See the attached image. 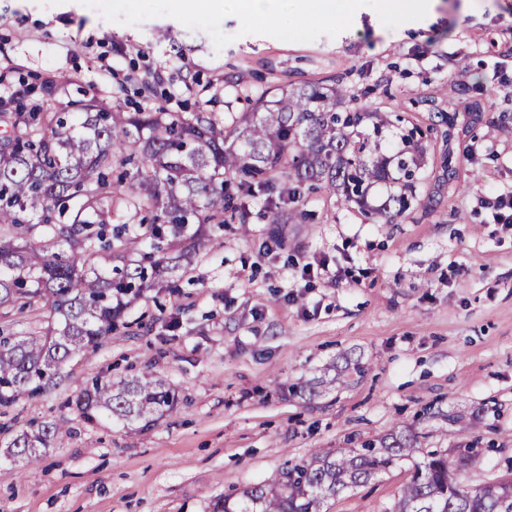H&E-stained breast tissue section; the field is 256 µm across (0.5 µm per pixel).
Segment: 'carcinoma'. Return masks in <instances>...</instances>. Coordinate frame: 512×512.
<instances>
[{
  "label": "carcinoma",
  "mask_w": 512,
  "mask_h": 512,
  "mask_svg": "<svg viewBox=\"0 0 512 512\" xmlns=\"http://www.w3.org/2000/svg\"><path fill=\"white\" fill-rule=\"evenodd\" d=\"M55 87L0 101V314L41 305L43 329L19 336L0 331V408L32 397L61 375L81 350L112 334L118 319L153 286L166 250L178 249L193 225L246 223L247 198L276 183L288 186V212L272 224H302L314 190L385 216L416 194L426 146L414 131L410 150L387 155L384 112L351 106L336 79L276 88L230 126L202 106L190 115L129 112L91 98L80 112L53 107ZM479 118L448 112L442 169L456 179L452 145ZM398 191L378 207L374 186ZM121 218L110 239L102 229ZM149 249L132 264L130 246ZM177 405L175 389L156 374L114 381L96 377L77 399L83 417L148 426ZM63 431L43 422L8 442L29 463ZM403 462L412 463L392 512H512V474L479 488L464 486L448 453L421 446L408 425L360 449H319L268 479L215 501L212 512H319L322 501L361 486Z\"/></svg>",
  "instance_id": "1"
}]
</instances>
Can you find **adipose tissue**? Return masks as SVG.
Listing matches in <instances>:
<instances>
[{"label":"adipose tissue","mask_w":512,"mask_h":512,"mask_svg":"<svg viewBox=\"0 0 512 512\" xmlns=\"http://www.w3.org/2000/svg\"><path fill=\"white\" fill-rule=\"evenodd\" d=\"M430 0H235L233 8L243 20L258 24L288 22L291 34L299 36L328 19L346 20L359 6L380 16L399 20L402 28L413 26Z\"/></svg>","instance_id":"ef3b65f1"}]
</instances>
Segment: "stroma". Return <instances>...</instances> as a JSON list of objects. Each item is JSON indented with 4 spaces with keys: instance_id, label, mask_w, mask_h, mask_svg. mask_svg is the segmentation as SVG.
Listing matches in <instances>:
<instances>
[{
    "instance_id": "stroma-1",
    "label": "stroma",
    "mask_w": 512,
    "mask_h": 512,
    "mask_svg": "<svg viewBox=\"0 0 512 512\" xmlns=\"http://www.w3.org/2000/svg\"><path fill=\"white\" fill-rule=\"evenodd\" d=\"M467 69H460L459 59ZM246 76L248 99L233 80ZM338 78L362 107L435 120L479 106L471 146L457 144L454 185L431 143L418 202L363 215L310 193L308 224H284L266 254L265 196L247 225H211L168 284L134 303L100 346L76 354L57 383L0 410V512H211L318 448H357L400 423L425 447L478 443L458 469L479 487L512 468V223L494 198L512 192V0H440L412 30L369 14L294 40L237 14L172 11L168 0H0V99L45 80L69 111L94 97L134 110L220 121L249 111L268 87ZM328 278L306 285L305 262ZM152 369L177 389L176 408L147 429L87 421L75 407L91 377ZM321 382L318 396L289 395ZM481 411L460 429L450 414ZM67 431L17 475L6 444L34 422ZM410 473L399 467L326 499L320 512H391Z\"/></svg>"
}]
</instances>
